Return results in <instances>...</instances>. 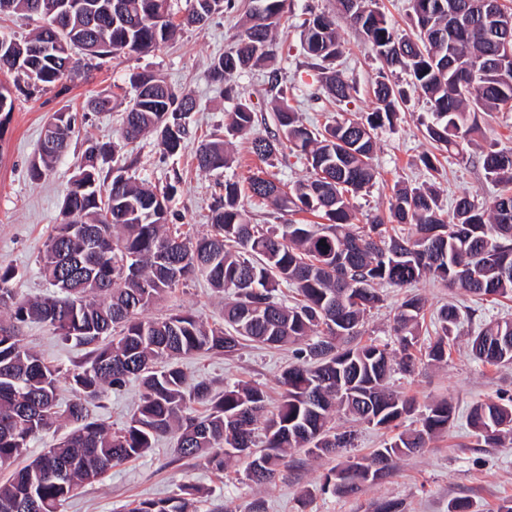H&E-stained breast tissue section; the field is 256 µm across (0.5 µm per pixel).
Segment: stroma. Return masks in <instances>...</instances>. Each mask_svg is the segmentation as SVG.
Returning a JSON list of instances; mask_svg holds the SVG:
<instances>
[{
	"label": "stroma",
	"instance_id": "stroma-1",
	"mask_svg": "<svg viewBox=\"0 0 512 512\" xmlns=\"http://www.w3.org/2000/svg\"><path fill=\"white\" fill-rule=\"evenodd\" d=\"M250 5L251 0H236L234 10L215 13L199 26L182 27L173 41L148 55L121 54L92 60L76 75L30 97L17 91L16 75L0 76V82L12 87L14 98L10 119L0 128V260L20 271V294L48 293L38 259L52 227L61 219L62 201L86 139L117 138L121 115L130 97L131 74L152 73L174 90H192L197 99V110L190 118L191 138L180 153L164 155L153 134L125 149L126 154L137 158L133 169L136 177L160 188L177 183L178 193L171 204L174 223L200 229L209 204L224 192L225 177L241 180L260 168L276 174L288 186L307 178L306 167L296 154L285 151L263 160L239 139L230 147L234 163L227 173L203 172L197 167V141L223 128L226 113L235 105L234 99L225 96L223 87L208 81L205 73L211 61L230 44ZM288 5V24L276 33L277 42L283 45L276 67L282 85L288 89L289 105L302 113L307 125L318 129L341 116L340 107L328 97L315 101L305 97L311 82L310 60L302 49L298 25L305 9L313 8L335 14L345 40L344 53L335 67L355 87L350 111H372V86L379 63L371 59L347 18L339 14L336 0H288ZM100 96L111 98L110 111H90L89 101ZM426 110L421 99L410 97L396 125L378 130L375 164L379 175L370 193L356 199L360 213L387 212L398 184L434 182L447 211L463 194L483 204L491 203L497 195L498 188L486 180L479 156L492 144L512 147V112L485 116V134L473 141L465 156L438 152L439 171L432 176L419 162L422 153L435 150L421 123ZM58 111L75 116L78 134L44 178L31 180L28 162ZM413 291L424 299L427 311L451 303L457 306L460 319L452 331L454 340L447 362L435 365L419 361L414 373L401 379L400 386L421 405L448 399L456 414L447 432L431 440L421 452L398 460L390 477L356 495L335 496L321 489L324 474L338 462L337 457L329 456L306 460L299 467L281 472L274 483L258 486L241 471L216 473L205 458H178L173 442L165 441L146 456L114 468L99 481L81 488L78 495L63 503L59 512H124L133 501L171 495L187 481L208 489L213 501L223 504L226 512H247L255 501L263 503L265 512H372L374 503L384 501L400 502L403 512H448L449 501L464 495L471 497L475 512H498L504 500L512 499V445L476 447L467 414L476 402L512 395V365L489 367L478 363L469 352L468 339L482 323L512 319V301L482 300L430 279L421 280ZM177 309L217 324L222 320L224 297L204 281L190 280L157 307L161 313ZM23 334L30 346L48 360L66 364L81 355L80 350L63 343L45 325H28ZM292 359L291 348L249 344L232 357L210 354L186 359L184 368L189 377H208L220 389L240 379L258 381L275 402L282 392L281 371Z\"/></svg>",
	"mask_w": 512,
	"mask_h": 512
}]
</instances>
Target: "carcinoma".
<instances>
[{
	"instance_id": "1",
	"label": "carcinoma",
	"mask_w": 512,
	"mask_h": 512,
	"mask_svg": "<svg viewBox=\"0 0 512 512\" xmlns=\"http://www.w3.org/2000/svg\"><path fill=\"white\" fill-rule=\"evenodd\" d=\"M12 13L38 15L46 0H12ZM224 53L207 70L212 83L233 91L241 73L273 62V37L286 14L287 0H256ZM359 14L347 15L352 28L382 67L374 87L375 108L365 116L344 117L324 130L311 129L279 96L274 129L254 135L258 115L239 98L227 114L224 137L201 143L197 167L205 172L231 168L225 145L251 141L253 152L271 157L287 145L305 161L311 176L290 190L274 176L257 171L241 188L224 181V194L209 205L207 232L190 235L170 223L173 184L157 190L128 175L136 160L117 171L104 170L109 156L148 132L160 134L163 153L175 155L190 133L196 110L192 92L177 94L146 73H134V89L116 141H93L82 153L55 225L39 257L42 275L56 291L22 297L18 269L0 262V467L26 455L30 443L72 424L59 442L0 483V512H58L61 502L85 484L128 461L147 455L166 438L181 458L203 456L218 473L240 462V448H258L261 469L248 476L270 484L296 466L293 452L321 458L347 447L331 421L342 411L352 419L390 433V441L369 457H351L325 476L322 490L336 492V472H349L388 458L385 478L396 460L427 447L448 430L453 404L434 401L420 411V427L400 430L417 411L412 398L389 387L392 373L412 371L414 350L423 346L430 362L448 358L450 331L458 309L446 305L434 318V335L421 339L424 301L408 294L397 307L392 331L398 348L357 342L359 328L382 298L378 286L409 288L431 277L481 299H512V148L491 145L482 152L486 178L502 186L488 205L464 194L452 212L439 202L434 185H400L389 217L373 215L355 223L350 197L372 186L375 134L393 127L409 92L426 100L427 136L445 151L463 153L482 134L481 118L512 110V77L496 76L499 42L512 43V19L500 0H483L485 20L473 19V0H410L415 36L399 32L377 6L363 0ZM80 7L60 26L19 41L0 35L10 60L1 72L24 79L39 93L77 69L79 56L102 59L148 54L171 40L177 29L171 0H79ZM235 0H193L186 17L232 10ZM301 45L312 64L313 92L349 102L353 86L333 67L342 54L335 17L310 12L301 24ZM56 145L32 157L29 174L50 172L68 146L74 119L54 114L46 132ZM273 208L318 213L324 224L262 226L248 219L245 199ZM325 245H320V242ZM189 278L222 293L224 324L208 325L188 311L148 317L146 312ZM295 289L297 301H280V285ZM40 322L58 337L84 348L69 366L51 364L24 345L21 326ZM269 347L304 343L297 362L283 368L280 405L267 408L264 386L241 381L224 391L200 377L189 380L182 360L196 355L234 356L246 343ZM474 359L491 366L512 364V320L490 321L470 338ZM136 381L139 402L126 423L113 427L96 414L101 400ZM70 402H58L60 384ZM469 426L477 445L498 446L512 434V396L471 407ZM128 512H224L194 483L163 498L134 503Z\"/></svg>"
}]
</instances>
